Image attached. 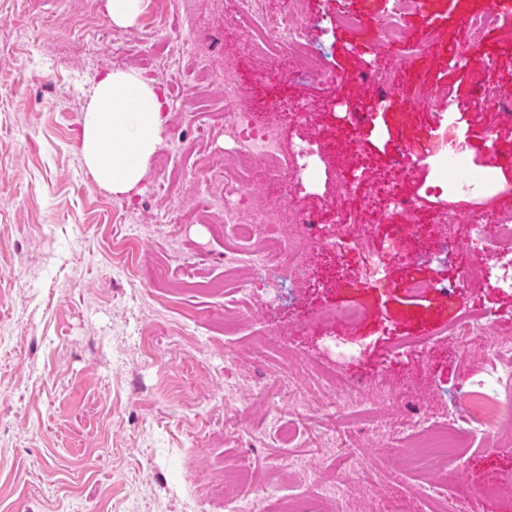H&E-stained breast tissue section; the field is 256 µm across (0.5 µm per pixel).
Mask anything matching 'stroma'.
I'll return each instance as SVG.
<instances>
[{"instance_id":"35a3bbf8","label":"stroma","mask_w":512,"mask_h":512,"mask_svg":"<svg viewBox=\"0 0 512 512\" xmlns=\"http://www.w3.org/2000/svg\"><path fill=\"white\" fill-rule=\"evenodd\" d=\"M105 2L0 0V512H226L242 484L264 489L292 456L313 461L310 481L282 483L261 512H280L291 497L305 512H429L422 493L432 485L474 491L512 474V426L489 432L447 469L408 467L396 456L418 441L416 421L442 426L451 403L496 393L492 361L477 346L435 341L420 368L391 355L395 338H419L461 316L441 291L409 298L412 283L442 279L492 312L490 342L512 341V293L466 287L455 260L439 265L416 254L401 218L378 230L379 239L396 241L384 286L362 276L359 248L333 256L303 241L309 264L335 268L337 288L295 284L276 318L253 307L238 334L225 337L224 309L242 306L243 293L188 285L223 280V235L207 224L164 221L177 206L195 205L204 188L198 161L224 154L213 117L224 84L201 79L198 68L225 69L247 111L261 103L286 111L294 83L268 76L243 26L225 16L224 0H193L197 25L170 48L162 33L175 19L159 0H144L130 28L112 24ZM419 2L403 21L406 45L423 47L411 57L380 36L386 0H353L358 21L341 26L333 22L336 0H306L310 42L349 75L339 90L306 85V118L282 126L283 151L316 136L335 144L320 164L312 209L342 206L349 223L370 224L389 188L423 194L437 170L429 148L446 128L424 100L451 83L471 123L494 133L490 142L470 140V157H492L498 169L512 163V123L482 97L492 88L512 99V51L498 49L512 44V22L481 39L493 67L474 65L462 78L448 64L470 42L459 19L488 0ZM163 52L169 64L160 74L154 62ZM371 58L390 71L382 108L360 72ZM119 70L140 73L169 108L139 191L129 196L102 189L80 150L93 87ZM341 104L361 120L338 118ZM340 172L357 181L353 200L336 184ZM131 224L157 232L128 240L121 229ZM321 305L353 306L362 317L332 335L297 325L300 312ZM331 373L363 402L338 429L323 410ZM280 375L308 401L304 414L277 385ZM228 390L234 400H225ZM271 412L293 433L288 448L268 434ZM331 429L339 448L322 444ZM352 445L369 457L365 468L344 455ZM335 477L347 482L338 503L320 491Z\"/></svg>"}]
</instances>
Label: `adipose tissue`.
<instances>
[{"mask_svg":"<svg viewBox=\"0 0 512 512\" xmlns=\"http://www.w3.org/2000/svg\"><path fill=\"white\" fill-rule=\"evenodd\" d=\"M167 119L160 96L138 72L101 78L81 117V152L97 184L116 194L135 191Z\"/></svg>","mask_w":512,"mask_h":512,"instance_id":"adipose-tissue-1","label":"adipose tissue"}]
</instances>
